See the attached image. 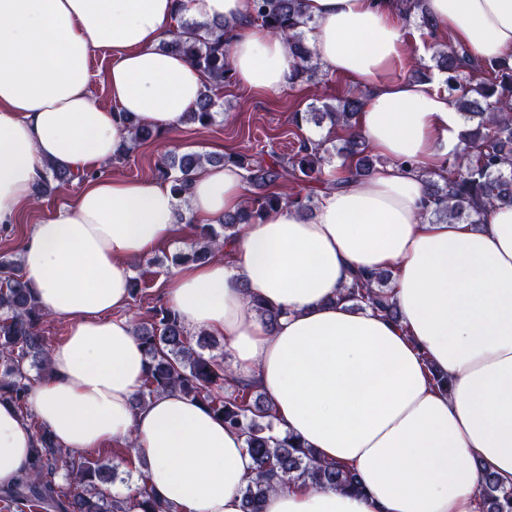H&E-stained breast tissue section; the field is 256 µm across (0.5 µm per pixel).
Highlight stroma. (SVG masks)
<instances>
[{"mask_svg":"<svg viewBox=\"0 0 512 512\" xmlns=\"http://www.w3.org/2000/svg\"><path fill=\"white\" fill-rule=\"evenodd\" d=\"M408 53L398 73L413 75L414 71L433 67L435 43L451 44L450 35L433 39L423 34L417 23L407 26ZM351 80L335 76L329 83L311 85L305 82L289 85L281 91L258 92L241 84L224 87L219 96L221 113L211 126L202 127L182 123L141 145L131 157L109 164L106 176L150 180L156 176V166L170 148L183 152L223 155L227 153L253 154L258 151L286 153L296 149L300 139L316 136L328 138V124H294L292 115L305 111L313 99L329 103L344 97L352 89ZM81 186L73 182L44 197L33 207L24 209L14 224L0 226V255H12L22 249L31 236L35 224L55 213L59 207L72 201ZM189 224H180L178 237L158 244L150 253L155 263L146 277L152 298H164V284L173 272L169 262L172 255L186 250L191 243Z\"/></svg>","mask_w":512,"mask_h":512,"instance_id":"obj_1","label":"stroma"}]
</instances>
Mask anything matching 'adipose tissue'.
Wrapping results in <instances>:
<instances>
[{
    "label": "adipose tissue",
    "instance_id": "adipose-tissue-1",
    "mask_svg": "<svg viewBox=\"0 0 512 512\" xmlns=\"http://www.w3.org/2000/svg\"><path fill=\"white\" fill-rule=\"evenodd\" d=\"M302 7L323 70L367 88L358 129L383 163L321 191L312 216L283 205L244 225L225 257L175 270L167 297L188 330L223 337L237 373L273 400L278 432L354 468L363 487L292 483L264 512H477L482 471L512 484V206L479 226L425 217L422 174L461 149L463 118L432 84L398 77L401 0ZM427 7L474 60L512 64V0ZM247 12L248 0H0V223L32 202L46 163L89 175L22 245L25 280L68 325L32 389L34 412L67 450L134 439L174 512H242L251 461L238 432L179 393L134 408L146 359L123 315L130 263L175 234L178 211L212 224L240 210L247 173L206 167L184 200L170 184L100 169L128 137L122 115L171 129L204 89L195 66L160 47L176 14L234 22L239 82L288 86L287 42L247 26ZM105 50L108 106L89 73ZM386 269L398 321L340 301L353 272ZM261 306L281 310L275 331ZM34 446L28 420L0 403V487L27 471Z\"/></svg>",
    "mask_w": 512,
    "mask_h": 512
}]
</instances>
